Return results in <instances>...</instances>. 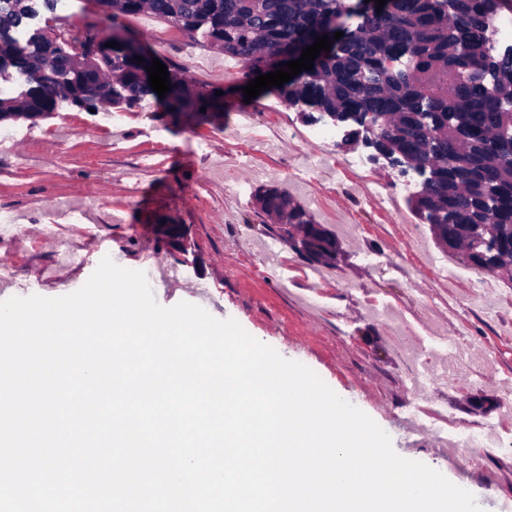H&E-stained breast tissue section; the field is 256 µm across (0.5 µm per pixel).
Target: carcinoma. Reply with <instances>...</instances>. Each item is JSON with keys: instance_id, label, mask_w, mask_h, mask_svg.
Returning <instances> with one entry per match:
<instances>
[{"instance_id": "obj_1", "label": "carcinoma", "mask_w": 512, "mask_h": 512, "mask_svg": "<svg viewBox=\"0 0 512 512\" xmlns=\"http://www.w3.org/2000/svg\"><path fill=\"white\" fill-rule=\"evenodd\" d=\"M512 0H386L382 11L334 39L345 0H99L98 23L65 36L16 37L57 0H0V73L24 78L17 97L0 96V123L49 116L60 104L93 109L107 102L131 110L153 101L172 119L195 122L224 112L225 96L168 69L171 90H152L117 20L149 11L190 37L238 59L245 87L260 74L297 60L326 34L312 70L263 91L320 121L338 119L348 143L367 147L421 177L409 205L437 227L446 248L468 265L512 280V47L493 52L489 32ZM114 40L117 47L94 49ZM206 111H201V108ZM261 209L275 215L273 234L303 258L335 266L336 236L314 234L311 214L276 185L257 190Z\"/></svg>"}]
</instances>
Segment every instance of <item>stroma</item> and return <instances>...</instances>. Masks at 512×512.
Segmentation results:
<instances>
[{"label": "stroma", "instance_id": "obj_1", "mask_svg": "<svg viewBox=\"0 0 512 512\" xmlns=\"http://www.w3.org/2000/svg\"><path fill=\"white\" fill-rule=\"evenodd\" d=\"M166 63L198 85L228 89L223 115L204 125H170L155 106L130 112L61 105L38 120L0 123V216L23 225L21 242L0 240L13 284L0 301L61 297L80 289L101 252L133 270L154 273L156 301H186L218 319L232 318L282 357L312 369L337 395L369 415L401 457L422 462L457 486L512 499V455L467 448L448 456L428 432H414V404L469 425L492 424L512 442V280L493 276L499 317L470 302L469 278L440 279L429 266L439 253L428 225L408 205L404 178L363 144L317 145L314 124L270 95L244 103L233 95L244 69L150 12L121 20ZM249 120L251 139L234 136ZM285 188L317 223L335 232L342 255L332 280L280 243L287 286L265 273L257 244L268 218L254 192ZM184 225L190 246L161 241L158 219ZM184 271L169 286L172 267ZM208 287L207 296L194 292ZM465 330L486 359L435 393L415 401L405 388L408 348L431 346V323Z\"/></svg>", "mask_w": 512, "mask_h": 512}]
</instances>
